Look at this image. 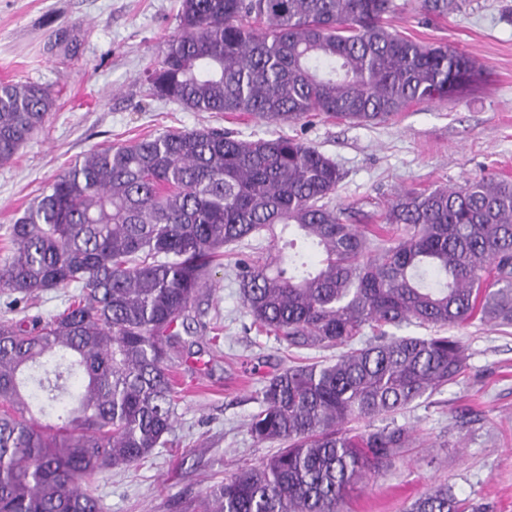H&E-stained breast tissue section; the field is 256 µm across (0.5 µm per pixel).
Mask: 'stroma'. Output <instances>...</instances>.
Masks as SVG:
<instances>
[{"mask_svg": "<svg viewBox=\"0 0 512 512\" xmlns=\"http://www.w3.org/2000/svg\"><path fill=\"white\" fill-rule=\"evenodd\" d=\"M396 2L397 32L472 55L484 68L483 83L378 124L314 117L275 125L147 97L140 76L173 32L179 0H0V81L59 92L43 130L0 166V246L29 203L84 154L170 129L300 138L336 162L342 178L332 203L355 214L380 213L402 190L457 187L491 175L512 179V0H448L440 15L422 9L421 0ZM63 29L78 45L65 62L51 49ZM235 260L225 251L211 288L192 309L188 345L175 361L184 399L168 445L97 479L103 512H191L210 486L277 452V444L253 440L246 424L258 409V390L287 365L288 351L251 329ZM78 292L72 285L17 302L0 289V315L48 318ZM217 314L224 330L214 344L199 326ZM462 336L464 376L398 416L416 439L366 475L351 512H405L439 485L486 512H512V329L476 321Z\"/></svg>", "mask_w": 512, "mask_h": 512, "instance_id": "stroma-1", "label": "stroma"}]
</instances>
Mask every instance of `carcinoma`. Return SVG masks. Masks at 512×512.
I'll return each mask as SVG.
<instances>
[{"label":"carcinoma","instance_id":"1","mask_svg":"<svg viewBox=\"0 0 512 512\" xmlns=\"http://www.w3.org/2000/svg\"><path fill=\"white\" fill-rule=\"evenodd\" d=\"M395 10L180 0L174 33L143 69L147 92L194 112L366 125L481 81L473 57L393 31ZM56 105L47 86L0 82V166ZM340 179L294 136L203 127L94 149L29 203L0 248V287L80 292L48 319L0 316V512H100L93 480L167 443L178 326L223 249L264 236L284 247L237 262L251 326L289 350L337 354L265 381L247 430L286 448L205 493L197 512H347L363 477L413 443L396 415L464 372L461 338L440 331L512 327V179L404 191L355 223L329 204ZM408 325L434 332L390 333ZM407 512L477 510L437 487Z\"/></svg>","mask_w":512,"mask_h":512}]
</instances>
